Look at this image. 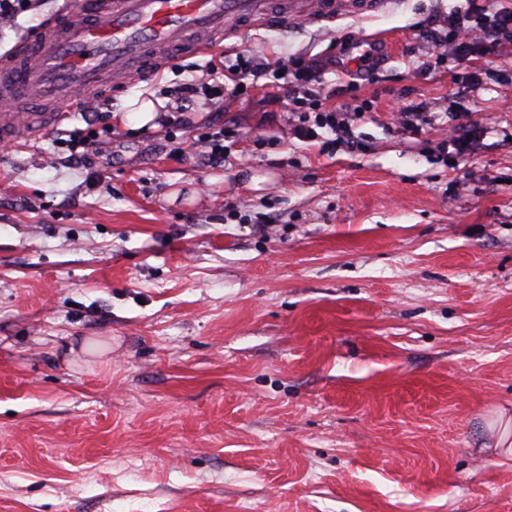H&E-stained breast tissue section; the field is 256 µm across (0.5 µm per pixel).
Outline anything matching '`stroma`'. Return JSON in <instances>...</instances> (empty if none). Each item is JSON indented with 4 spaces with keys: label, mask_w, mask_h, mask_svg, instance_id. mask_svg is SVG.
I'll return each instance as SVG.
<instances>
[{
    "label": "stroma",
    "mask_w": 512,
    "mask_h": 512,
    "mask_svg": "<svg viewBox=\"0 0 512 512\" xmlns=\"http://www.w3.org/2000/svg\"><path fill=\"white\" fill-rule=\"evenodd\" d=\"M62 4L32 0L0 53ZM463 4L225 39V60L313 62L332 102L373 100L355 149L290 137L262 89L189 113L183 152L118 122L205 55L99 89L98 170L69 159L73 107L0 149V512H512V460L487 448L512 414V44L435 65ZM364 35L395 51L353 73ZM451 112L479 131L456 167ZM215 120L239 131L221 167Z\"/></svg>",
    "instance_id": "obj_1"
}]
</instances>
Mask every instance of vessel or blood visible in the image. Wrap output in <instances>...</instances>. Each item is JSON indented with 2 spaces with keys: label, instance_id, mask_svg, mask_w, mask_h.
Masks as SVG:
<instances>
[{
  "label": "vessel or blood",
  "instance_id": "1",
  "mask_svg": "<svg viewBox=\"0 0 512 512\" xmlns=\"http://www.w3.org/2000/svg\"><path fill=\"white\" fill-rule=\"evenodd\" d=\"M382 0H68L0 55V139L44 134L58 111L110 83L150 76L172 57L205 55L240 27H279L380 7Z\"/></svg>",
  "mask_w": 512,
  "mask_h": 512
}]
</instances>
